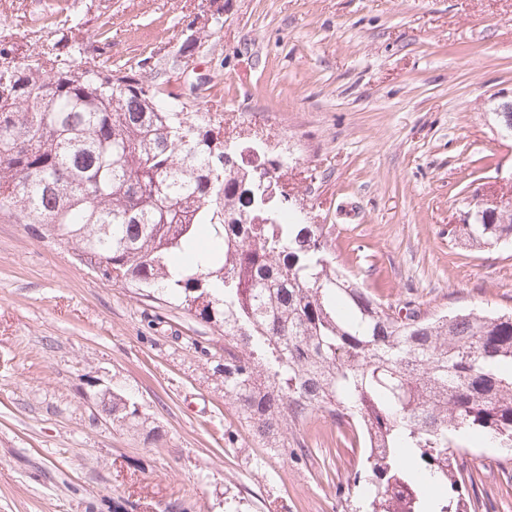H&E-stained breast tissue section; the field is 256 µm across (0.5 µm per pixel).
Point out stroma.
<instances>
[{
  "instance_id": "35a3bbf8",
  "label": "stroma",
  "mask_w": 512,
  "mask_h": 512,
  "mask_svg": "<svg viewBox=\"0 0 512 512\" xmlns=\"http://www.w3.org/2000/svg\"><path fill=\"white\" fill-rule=\"evenodd\" d=\"M221 28L171 85L226 134L265 140L335 261L386 304L512 311V244L448 236L474 192L512 198V0H13L23 39L62 10L104 66L175 54L201 11ZM224 337L193 314L102 279L0 212V512H342L331 484L360 451L316 415L284 463L224 395ZM138 403L133 430L83 399ZM495 512H512V451L467 445Z\"/></svg>"
}]
</instances>
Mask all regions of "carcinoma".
Instances as JSON below:
<instances>
[{
	"mask_svg": "<svg viewBox=\"0 0 512 512\" xmlns=\"http://www.w3.org/2000/svg\"><path fill=\"white\" fill-rule=\"evenodd\" d=\"M48 28L47 36L40 35ZM0 40V211L65 246L101 276L182 307L224 332V396L283 461L288 431L320 414L362 446L334 483L360 512H480L461 440L512 448V313L426 314L386 305L331 258L334 225L296 222L260 178L276 159L224 160V125L174 109L167 74L197 53L103 69L68 20ZM483 224L448 226L469 246L512 239V200ZM112 422L140 426L112 393Z\"/></svg>",
	"mask_w": 512,
	"mask_h": 512,
	"instance_id": "carcinoma-1",
	"label": "carcinoma"
}]
</instances>
